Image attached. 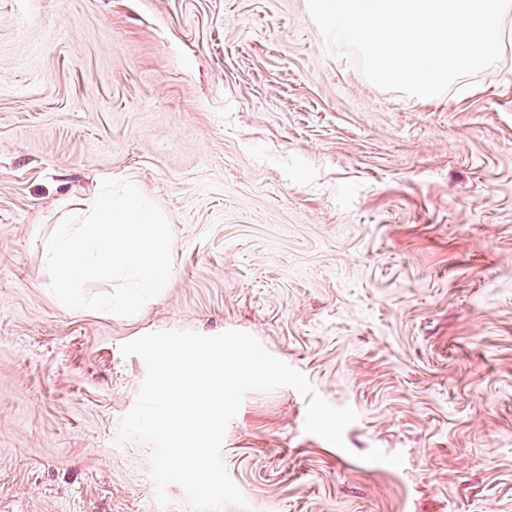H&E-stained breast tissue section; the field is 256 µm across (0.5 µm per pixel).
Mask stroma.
Instances as JSON below:
<instances>
[{"label": "stroma", "mask_w": 512, "mask_h": 512, "mask_svg": "<svg viewBox=\"0 0 512 512\" xmlns=\"http://www.w3.org/2000/svg\"><path fill=\"white\" fill-rule=\"evenodd\" d=\"M105 176L173 235L131 317L65 307L43 259ZM166 330L249 333L358 414L339 448L247 392L220 512H512V46L424 100L308 0H0V512H190L120 438L121 346Z\"/></svg>", "instance_id": "1"}]
</instances>
